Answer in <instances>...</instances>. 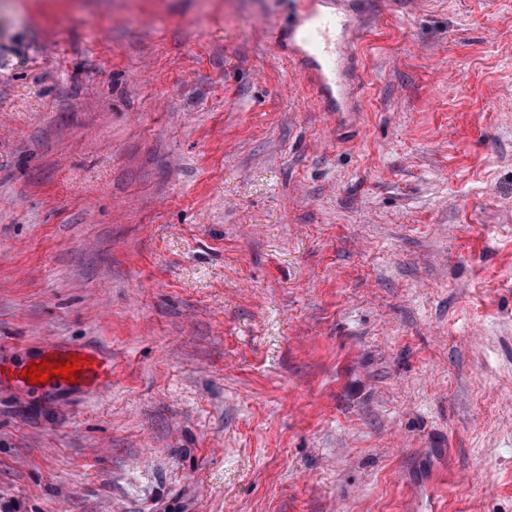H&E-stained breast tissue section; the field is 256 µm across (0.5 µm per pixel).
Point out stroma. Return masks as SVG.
Masks as SVG:
<instances>
[{
    "instance_id": "stroma-1",
    "label": "stroma",
    "mask_w": 512,
    "mask_h": 512,
    "mask_svg": "<svg viewBox=\"0 0 512 512\" xmlns=\"http://www.w3.org/2000/svg\"><path fill=\"white\" fill-rule=\"evenodd\" d=\"M290 9L0 0V358L112 357L0 383L18 512H512V0H373L338 114ZM49 357L51 368L57 369V366H53V363L64 362L79 357V365L77 368L83 367V371H80L78 376H75V383H67L64 377L59 375L50 377L45 383L36 385L30 383L29 377L24 379L22 371L25 367H32L31 362H35L36 365L42 364L43 358ZM12 381L16 384L35 391H52L60 388L70 387H95L103 385L108 382L112 376V357L111 355L103 356L94 350H90L80 345L63 346L54 340H47L41 347V354L38 357L28 359L19 363H12L10 366Z\"/></svg>"
}]
</instances>
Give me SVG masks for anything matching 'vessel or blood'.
Here are the masks:
<instances>
[{
	"mask_svg": "<svg viewBox=\"0 0 512 512\" xmlns=\"http://www.w3.org/2000/svg\"><path fill=\"white\" fill-rule=\"evenodd\" d=\"M350 9L337 7L336 0H295L287 23L263 20L259 28L279 57L288 59L312 82L318 105L324 112H350L359 101V77L350 66L352 46L368 37L360 10L369 0H353ZM78 359L81 370L76 387H95L108 382L112 359L80 345L63 346L45 341L35 364Z\"/></svg>",
	"mask_w": 512,
	"mask_h": 512,
	"instance_id": "b4317fda",
	"label": "vessel or blood"
}]
</instances>
